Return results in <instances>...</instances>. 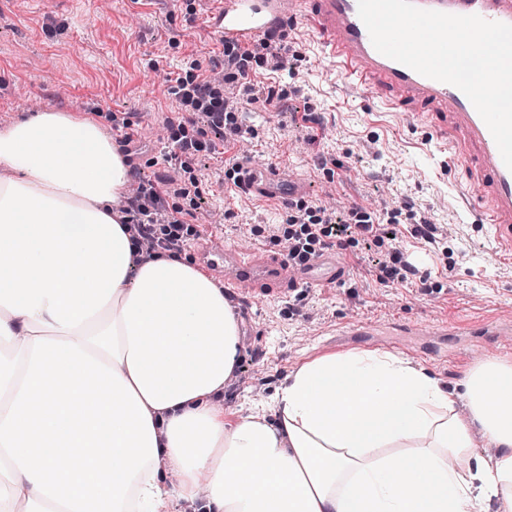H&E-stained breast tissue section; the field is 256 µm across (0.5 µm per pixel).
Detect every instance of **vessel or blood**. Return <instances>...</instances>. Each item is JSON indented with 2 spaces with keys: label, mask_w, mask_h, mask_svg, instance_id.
Wrapping results in <instances>:
<instances>
[{
  "label": "vessel or blood",
  "mask_w": 512,
  "mask_h": 512,
  "mask_svg": "<svg viewBox=\"0 0 512 512\" xmlns=\"http://www.w3.org/2000/svg\"><path fill=\"white\" fill-rule=\"evenodd\" d=\"M418 8L453 15H479L512 24V0H413ZM311 29L339 77L360 85L366 96L381 97L388 109L421 118L432 138L446 144L444 167L471 164L475 192L467 221L492 228L504 248L512 247V170L508 169L483 119L457 87L425 77L382 55L373 46L358 15L357 0H221L209 31L224 44L244 50L259 38L285 36L289 24ZM277 167L237 169V182L248 193L268 197L281 182ZM196 262L235 291H289L338 283L346 261L323 250L301 262L259 251L232 253L217 236L199 243Z\"/></svg>",
  "instance_id": "obj_1"
}]
</instances>
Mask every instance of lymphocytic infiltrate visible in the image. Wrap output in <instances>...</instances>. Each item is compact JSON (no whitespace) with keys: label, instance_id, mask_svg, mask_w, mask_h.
Masks as SVG:
<instances>
[{"label":"lymphocytic infiltrate","instance_id":"1","mask_svg":"<svg viewBox=\"0 0 512 512\" xmlns=\"http://www.w3.org/2000/svg\"><path fill=\"white\" fill-rule=\"evenodd\" d=\"M268 48V42L264 41L252 49L241 52L228 49L224 52L225 81L238 83L239 93L245 100H254L260 94L256 85L248 82L247 75L269 65ZM169 92L180 99L186 111L205 113L213 126L223 128L225 150L235 149L243 139L244 131L237 122L234 102L225 98L222 83L198 75L179 76L174 78ZM167 141L171 149L166 161L178 168L182 167L186 157L216 150L206 133L190 135L186 122L182 120L168 125ZM169 193L168 182L144 183L122 200L119 208L121 222L128 226L139 245L144 242L152 245L148 251L136 250V263H146L159 250L174 256L184 254L191 240L199 234L197 224L189 218L187 211L167 206ZM288 222L300 225V233L285 238L276 233L271 235L270 241L283 244L292 260L306 258L317 245L341 247L354 237L365 238L375 233V219L371 213L356 210L344 218L338 216L336 210L314 203L298 205Z\"/></svg>","mask_w":512,"mask_h":512}]
</instances>
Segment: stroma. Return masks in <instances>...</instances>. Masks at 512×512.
I'll return each instance as SVG.
<instances>
[{"instance_id": "35a3bbf8", "label": "stroma", "mask_w": 512, "mask_h": 512, "mask_svg": "<svg viewBox=\"0 0 512 512\" xmlns=\"http://www.w3.org/2000/svg\"><path fill=\"white\" fill-rule=\"evenodd\" d=\"M217 0H0V130L39 110L96 117L114 143L127 145L130 187L170 179L166 140L154 130L181 113L171 78L193 60L222 63L224 45L209 34ZM273 70L249 73L274 87L277 104L254 101L237 118L249 152L239 161L273 163L284 180L304 185V202L334 200L339 215L374 212L386 235L356 238L342 252L340 284L295 294L225 290L239 322L246 368L263 371L260 392L228 381L224 417L234 421L268 407L279 385L308 358L358 349L396 351L447 389L488 358L512 359V335L485 344L473 328L512 318V252L499 249L484 224H462L474 186L466 166L440 170L423 125L338 77L315 34L302 25L270 42ZM321 133L311 139L302 117ZM195 198L171 196L215 227L225 248L267 251L271 230L288 227L287 203L235 187L219 153L191 162ZM428 224V237L415 236ZM400 248L414 272L407 282L381 283L380 261Z\"/></svg>"}]
</instances>
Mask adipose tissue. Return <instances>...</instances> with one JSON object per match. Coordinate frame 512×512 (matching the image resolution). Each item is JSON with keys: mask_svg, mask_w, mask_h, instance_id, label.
Here are the masks:
<instances>
[{"mask_svg": "<svg viewBox=\"0 0 512 512\" xmlns=\"http://www.w3.org/2000/svg\"><path fill=\"white\" fill-rule=\"evenodd\" d=\"M128 180L93 117L0 132V512H512L507 358L449 392L396 352L317 356L225 422L238 317L183 258L132 269Z\"/></svg>", "mask_w": 512, "mask_h": 512, "instance_id": "obj_1", "label": "adipose tissue"}]
</instances>
